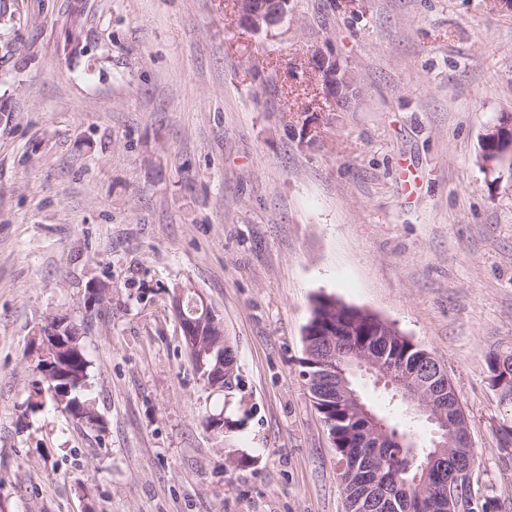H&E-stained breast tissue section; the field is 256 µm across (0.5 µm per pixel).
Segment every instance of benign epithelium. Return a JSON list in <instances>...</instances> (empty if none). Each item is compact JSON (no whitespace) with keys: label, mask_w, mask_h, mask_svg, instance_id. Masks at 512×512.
<instances>
[{"label":"benign epithelium","mask_w":512,"mask_h":512,"mask_svg":"<svg viewBox=\"0 0 512 512\" xmlns=\"http://www.w3.org/2000/svg\"><path fill=\"white\" fill-rule=\"evenodd\" d=\"M237 4L241 23L251 31L260 33L270 32L284 21L289 13L288 5L291 4V0H237ZM309 61L315 64L323 75L322 93L336 111L345 112L359 100L361 91L337 55L318 48L311 53ZM481 146V161L485 167L505 168L512 163V113L498 117L495 122L485 127L481 135ZM203 306L204 315L196 320L186 315L181 302H176L177 322L182 326L193 327L208 320L216 329H221L223 321L219 320L217 312L206 302ZM69 322L68 318L56 317L54 326L49 328L46 335L37 336L31 341V354L43 358L49 350L56 352L66 348L68 337L64 336V333ZM327 336L331 352L315 359L319 372L305 374L308 388L313 394H319L317 383L320 380L338 384L347 405L357 417L366 422V426L361 429L364 436L377 437L381 440L394 438L396 434L392 428L362 403L355 388V377L362 373L367 374L413 402L415 409L426 416L433 426L434 447L456 446L467 451V456H472L468 418L457 400L454 384L445 370L438 371L435 376L428 379V384L416 385L412 378L390 368L375 351L368 348L356 351L352 360L338 364L333 352L336 337L331 331L327 332ZM196 349L218 353L217 366L213 371L204 370L201 364L195 365L196 374L206 385L218 387L215 375L221 370L224 371L226 378L235 374L236 356L229 344L225 343V337L199 336ZM459 482L460 474L456 473L448 478L447 489L432 492L429 502L431 512H461Z\"/></svg>","instance_id":"1"}]
</instances>
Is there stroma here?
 I'll return each mask as SVG.
<instances>
[{"label": "stroma", "instance_id": "35a3bbf8", "mask_svg": "<svg viewBox=\"0 0 512 512\" xmlns=\"http://www.w3.org/2000/svg\"><path fill=\"white\" fill-rule=\"evenodd\" d=\"M268 34L235 0H12L0 27V512H345L300 376L325 294L446 369L474 488L512 512V173L480 136L512 113V11L497 0H293ZM346 60L351 111L318 97L315 48ZM313 119L302 134L304 119ZM107 283L102 300L88 284ZM190 285L237 355L198 379L167 291ZM81 324L96 432L32 410L29 344ZM239 424L213 432L209 414Z\"/></svg>", "mask_w": 512, "mask_h": 512}]
</instances>
